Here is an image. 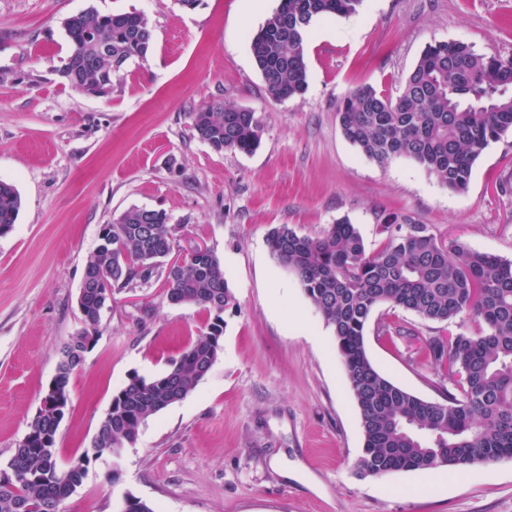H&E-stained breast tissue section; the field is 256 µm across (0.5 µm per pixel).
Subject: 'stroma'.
Wrapping results in <instances>:
<instances>
[{"label": "stroma", "mask_w": 512, "mask_h": 512, "mask_svg": "<svg viewBox=\"0 0 512 512\" xmlns=\"http://www.w3.org/2000/svg\"><path fill=\"white\" fill-rule=\"evenodd\" d=\"M0 0V180L22 206L0 235V464L28 430L82 326L77 298L104 225L131 208L167 213L174 253L214 251L235 301L222 352L196 391L148 418L119 457L91 463L65 512H119L124 496L155 512H512V458L448 470L363 476L364 437L332 331L267 244L288 226L315 237L349 220L367 249L379 215L426 225L442 244L512 261V133L476 161L467 192L417 164L379 165L343 136L336 102L370 85L397 95L424 47L461 40L512 57V0H363L313 22L308 89L270 99L250 36L279 0ZM138 12L153 33L105 97L64 83L73 15ZM254 112L250 153L217 152L193 129L215 102ZM165 270L114 292L102 333L69 385L57 463L89 448L112 398L138 375H162L209 321L171 304ZM441 324L380 305L365 328L374 366L429 401L455 391L425 355ZM117 471L116 482L105 475Z\"/></svg>", "instance_id": "obj_1"}]
</instances>
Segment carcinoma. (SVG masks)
<instances>
[{"instance_id": "obj_1", "label": "carcinoma", "mask_w": 512, "mask_h": 512, "mask_svg": "<svg viewBox=\"0 0 512 512\" xmlns=\"http://www.w3.org/2000/svg\"><path fill=\"white\" fill-rule=\"evenodd\" d=\"M362 0H280L251 36L253 60L276 101L302 96L307 88L305 46L314 20L347 16ZM71 51L60 75L74 90L104 96L132 59L146 57L153 40L147 20L135 13L87 12L66 23ZM343 136L368 160L414 161L449 189L467 191L484 150L512 133V58L481 54L454 40L435 41L422 51L396 97L365 85L336 105ZM197 137L213 150L249 152L260 141L254 112L219 103L197 112ZM17 189L0 181V234L18 219ZM386 237L367 251L355 225L340 220L316 238L286 226L268 234L278 263L299 280L306 296L331 328L353 392L364 448L359 473L489 464L512 457V262L457 243L447 247L423 224L389 212L380 215ZM164 211L131 208L106 225L87 261L81 298L82 327L61 346L58 387L69 399L72 374L82 367L84 336L100 335L108 294L146 284L174 250ZM167 298L213 314L194 340L161 376H133L112 399L96 434V458L116 457L135 443L145 421L192 394L222 351L224 308L235 297L220 262L196 246L166 269ZM393 308L446 327L462 313L485 324L477 334L448 332L427 342L431 361L459 376L460 395L444 402L422 399L392 383L370 361L364 329L375 308ZM60 420L54 410L38 412L28 432L32 446H17L8 464L27 477L0 476V512H50L44 504L71 497L90 461L61 468L56 459Z\"/></svg>"}]
</instances>
